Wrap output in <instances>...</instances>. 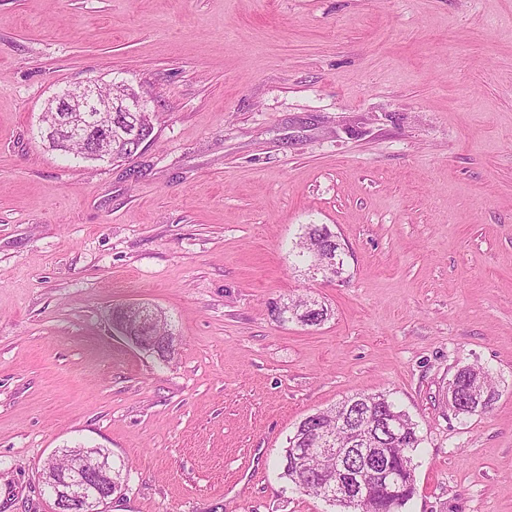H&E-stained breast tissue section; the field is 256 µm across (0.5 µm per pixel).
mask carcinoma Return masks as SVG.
Here are the masks:
<instances>
[{
	"label": "carcinoma",
	"mask_w": 512,
	"mask_h": 512,
	"mask_svg": "<svg viewBox=\"0 0 512 512\" xmlns=\"http://www.w3.org/2000/svg\"><path fill=\"white\" fill-rule=\"evenodd\" d=\"M138 116L140 121L135 124L129 112L112 113L113 152L120 154L125 151V145L133 137L147 141L151 139L154 131L151 113L140 112ZM41 138L53 150L80 153L78 145L66 143L65 129L56 125L51 115L47 116V126L41 133ZM297 248V257L310 261L316 267L326 260L327 251H336V235L325 224H305L302 226ZM273 312L277 313V319L282 322L295 321L303 326H315L317 322L328 319V309L314 301H294L275 307ZM455 377L456 385L462 391L479 382L487 391H492L488 384L489 371L483 367H461L456 370ZM494 399L495 396L492 395L483 403H460L456 407L455 415L469 417L485 413L492 408ZM380 413L391 415L402 425L400 436L390 444L394 454L413 455L420 438L417 426L409 415L386 393L358 394L326 410L311 414L298 424L293 435L288 438V446L284 448L281 456V478L300 492L313 493L330 500V488L319 482L318 472L333 466L334 459L314 453V449L319 447V437L329 434L334 437L337 447L347 448L351 433L358 430L372 434L378 444L383 445L384 435L380 429L374 427Z\"/></svg>",
	"instance_id": "1"
}]
</instances>
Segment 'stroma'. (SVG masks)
<instances>
[{
	"instance_id": "obj_1",
	"label": "stroma",
	"mask_w": 512,
	"mask_h": 512,
	"mask_svg": "<svg viewBox=\"0 0 512 512\" xmlns=\"http://www.w3.org/2000/svg\"><path fill=\"white\" fill-rule=\"evenodd\" d=\"M115 80L139 155L45 146L54 96ZM298 298L328 319L278 322ZM131 303L169 359L113 331ZM476 365L498 398L455 416ZM362 392L417 425L402 512H512V0H0V512H54L78 445L127 467L104 512H336L279 460ZM302 234L296 244L299 249L296 257L310 260L312 267L319 266L327 258V252L319 248V244L336 253V235L325 224L302 225ZM167 326L168 321L167 318H165V322H159L153 328L151 336H133L129 335L130 331H124V334L126 335L125 337L138 348L142 350H144L143 347L147 350L150 349L148 352L155 353L159 358H163L165 360L174 352V337L172 336V333H170L167 329ZM161 336H165L166 341L169 344L171 343L166 352L157 351V341ZM456 385L463 391L470 388L474 383L482 382L487 391L494 393L488 384L489 371L483 367L466 366L456 370Z\"/></svg>"
}]
</instances>
